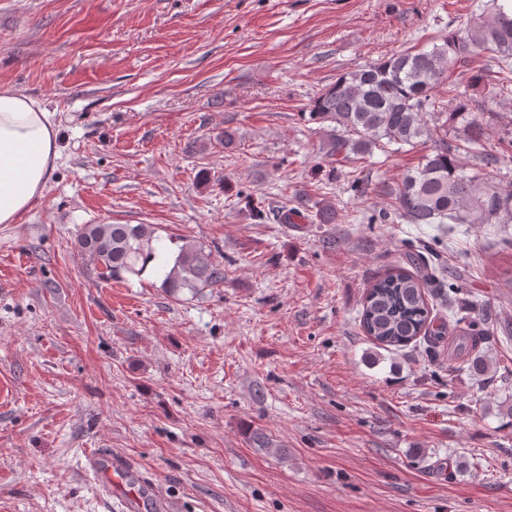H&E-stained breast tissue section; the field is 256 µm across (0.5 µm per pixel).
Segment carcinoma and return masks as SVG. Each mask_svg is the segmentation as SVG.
<instances>
[{
    "mask_svg": "<svg viewBox=\"0 0 512 512\" xmlns=\"http://www.w3.org/2000/svg\"><path fill=\"white\" fill-rule=\"evenodd\" d=\"M492 16L448 34L431 49H407L345 73L308 103L310 120L327 125L324 160L330 165L363 158L376 148L433 143L416 168L395 189V216L408 224H510L512 191L467 172L459 153H476L497 164L512 157V140L487 149V109L448 89V102L434 95L448 73L464 68L480 54L498 63L501 87L512 84V3L494 0ZM444 114L457 130V144L442 138L427 117ZM162 237L152 224H86L77 237L80 250L105 279L141 277L160 259ZM163 285L175 294L184 289L224 285V266L192 243L181 245ZM433 274L419 253L405 254V265L377 277L359 310V323L380 348L400 349L423 336L432 345L448 343V360L475 373L489 370L482 343L485 331L468 328L450 335L448 322L432 316L425 288Z\"/></svg>",
    "mask_w": 512,
    "mask_h": 512,
    "instance_id": "1",
    "label": "carcinoma"
}]
</instances>
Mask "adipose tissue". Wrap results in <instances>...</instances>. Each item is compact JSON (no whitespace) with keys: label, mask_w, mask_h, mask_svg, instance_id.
I'll use <instances>...</instances> for the list:
<instances>
[{"label":"adipose tissue","mask_w":512,"mask_h":512,"mask_svg":"<svg viewBox=\"0 0 512 512\" xmlns=\"http://www.w3.org/2000/svg\"><path fill=\"white\" fill-rule=\"evenodd\" d=\"M58 156L53 112L22 92L0 90V224L16 223L30 208Z\"/></svg>","instance_id":"ef3b65f1"}]
</instances>
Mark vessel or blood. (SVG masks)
Wrapping results in <instances>:
<instances>
[{
  "instance_id": "1",
  "label": "vessel or blood",
  "mask_w": 512,
  "mask_h": 512,
  "mask_svg": "<svg viewBox=\"0 0 512 512\" xmlns=\"http://www.w3.org/2000/svg\"><path fill=\"white\" fill-rule=\"evenodd\" d=\"M85 468L111 499L114 512H173L162 494L145 498L140 491L138 467L125 454L112 448H97L85 457Z\"/></svg>"
}]
</instances>
